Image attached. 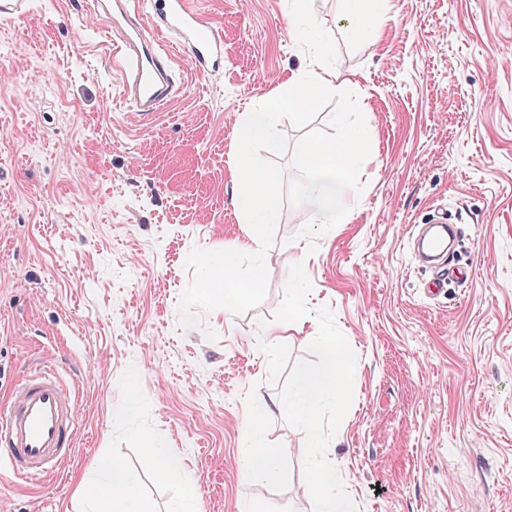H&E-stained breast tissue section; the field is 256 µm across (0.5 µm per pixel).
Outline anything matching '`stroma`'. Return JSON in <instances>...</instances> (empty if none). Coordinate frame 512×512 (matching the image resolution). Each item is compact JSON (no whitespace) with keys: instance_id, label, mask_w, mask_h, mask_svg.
<instances>
[{"instance_id":"stroma-1","label":"stroma","mask_w":512,"mask_h":512,"mask_svg":"<svg viewBox=\"0 0 512 512\" xmlns=\"http://www.w3.org/2000/svg\"><path fill=\"white\" fill-rule=\"evenodd\" d=\"M306 0H198L223 68L195 72L151 119L124 99L120 53L90 0H31L0 19V397L55 366L78 396L75 449L35 487L0 470V512H83V481L113 456L154 512L194 492L203 512H313L303 433L271 414L290 483L249 482L246 398L279 400L318 332L275 324L295 259L312 309L356 354L354 401L324 452L357 512H512V0H388L391 21L347 39L342 0H313L314 43L288 33ZM345 83L255 144L280 207L264 220L251 298L225 308L207 261L251 217L228 186L241 115L287 95L314 44ZM371 141L352 162L343 224H306L294 155L340 125ZM456 225L440 295L411 249L417 225ZM278 327L269 343L265 331ZM184 478L159 479L152 449Z\"/></svg>"}]
</instances>
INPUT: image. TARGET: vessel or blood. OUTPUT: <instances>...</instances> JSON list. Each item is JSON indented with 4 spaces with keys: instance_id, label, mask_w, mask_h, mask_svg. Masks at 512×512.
Segmentation results:
<instances>
[{
    "instance_id": "b4317fda",
    "label": "vessel or blood",
    "mask_w": 512,
    "mask_h": 512,
    "mask_svg": "<svg viewBox=\"0 0 512 512\" xmlns=\"http://www.w3.org/2000/svg\"><path fill=\"white\" fill-rule=\"evenodd\" d=\"M95 7L107 30L120 31L123 37V93L141 116H156L181 91L173 78V58L158 50L156 35L172 38L197 72L224 64V38L203 22L192 0H148L145 18L131 11L128 0H96ZM422 247L431 255H447V224L431 225ZM76 405L75 394L49 366L21 380L0 399V460L6 461L11 474L38 480L71 456Z\"/></svg>"
}]
</instances>
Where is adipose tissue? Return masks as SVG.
<instances>
[{"label": "adipose tissue", "instance_id": "1", "mask_svg": "<svg viewBox=\"0 0 512 512\" xmlns=\"http://www.w3.org/2000/svg\"><path fill=\"white\" fill-rule=\"evenodd\" d=\"M385 3L386 0H345L347 37L355 40L368 25H384L388 19ZM336 79V73L325 67L321 54H314L303 70L288 76V96H275L269 104L245 114L233 132L239 149L231 178L235 206L266 218L276 213L278 200L267 189L273 174L255 163L248 148L256 143L274 144L282 109H291L294 117H301L313 94L328 89ZM370 139L367 128L345 126L333 138L307 141L299 146L295 160L305 174L300 186L305 223L336 224L346 216L345 189L352 176L350 160L367 148ZM262 248V232L255 224L246 231L243 242L225 249L211 265L208 279L223 288L225 305L238 302L248 284L261 281L262 268H254L245 282L239 267L243 255L259 253ZM98 471V477L86 488V512H151L139 498V481L134 472L109 458L99 461Z\"/></svg>", "mask_w": 512, "mask_h": 512}]
</instances>
